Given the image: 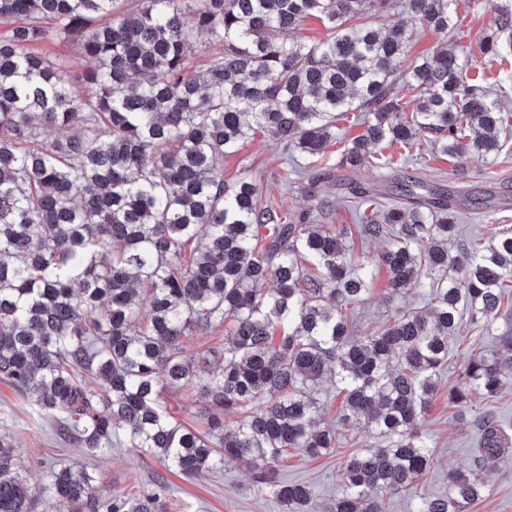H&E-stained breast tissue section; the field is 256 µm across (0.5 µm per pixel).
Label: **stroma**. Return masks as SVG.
Returning a JSON list of instances; mask_svg holds the SVG:
<instances>
[{"mask_svg":"<svg viewBox=\"0 0 512 512\" xmlns=\"http://www.w3.org/2000/svg\"><path fill=\"white\" fill-rule=\"evenodd\" d=\"M505 5H512V0H458L459 45L473 47L476 35L489 30L499 8ZM362 130L356 117L340 121L336 131L338 143L329 146L320 158L284 152L269 136L256 135L243 142L236 153L225 156L224 179L231 184L242 178L252 181L274 206L295 214L314 209L319 199L347 194L344 180L348 177L366 187L386 184L389 170L364 168L351 174L339 166L343 139L354 137ZM286 167L296 171L289 186L279 180ZM322 170L328 171L329 176L321 180L317 174ZM402 172L413 177L426 176L433 186L462 189L476 197L494 190L512 198V137L506 138L500 155L475 159L463 167L448 157L421 155L413 150L406 153ZM354 218V208L337 206L323 215L321 221L346 229L357 260L376 258L386 247V240L362 239ZM503 227L512 228V201L493 212H464L450 249L455 252L467 248L475 239L489 242L491 235ZM386 288L385 272L374 271L371 290L355 313L356 334L376 332L395 310L422 307L427 298L426 289L418 288L405 297L392 299ZM510 334L512 304L483 332L461 326L459 335L449 346L448 368L421 426L434 451V462L425 481L427 491L433 495L447 494L449 472L466 469L471 464L480 438L472 415H461L459 407L449 403L448 391L464 387L461 370L473 354L498 349L501 337ZM4 430L12 434L17 453L29 465L30 482L36 491L50 469L64 466L86 468L106 493L140 490L152 484L161 473L170 487L165 512H280L270 496L253 488L250 472L241 462L192 480L177 471L163 470L156 459L125 446L89 455L58 434L55 424L38 414L32 397L19 394L9 382L0 379V431ZM378 443L373 432L357 427L349 432L336 452L315 458L290 452L278 472L281 478L310 485L315 493V505L322 510L344 491L335 476L340 457L376 447ZM468 512H512V447L506 448L499 460L491 491L471 504Z\"/></svg>","mask_w":512,"mask_h":512,"instance_id":"1","label":"stroma"}]
</instances>
